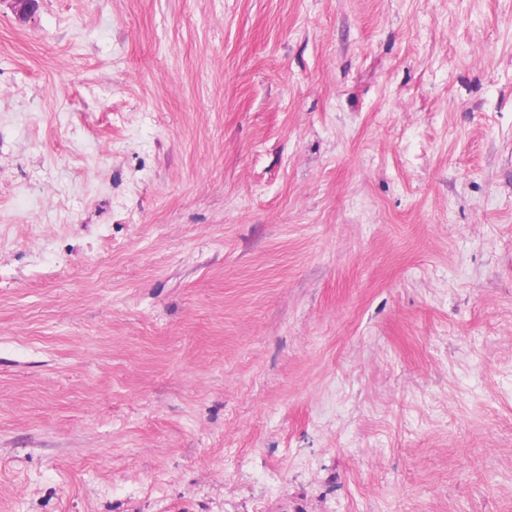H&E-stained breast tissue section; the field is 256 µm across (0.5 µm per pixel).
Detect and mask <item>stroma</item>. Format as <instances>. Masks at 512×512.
Segmentation results:
<instances>
[{"mask_svg":"<svg viewBox=\"0 0 512 512\" xmlns=\"http://www.w3.org/2000/svg\"><path fill=\"white\" fill-rule=\"evenodd\" d=\"M0 512H512V0L0 5Z\"/></svg>","mask_w":512,"mask_h":512,"instance_id":"obj_1","label":"stroma"}]
</instances>
